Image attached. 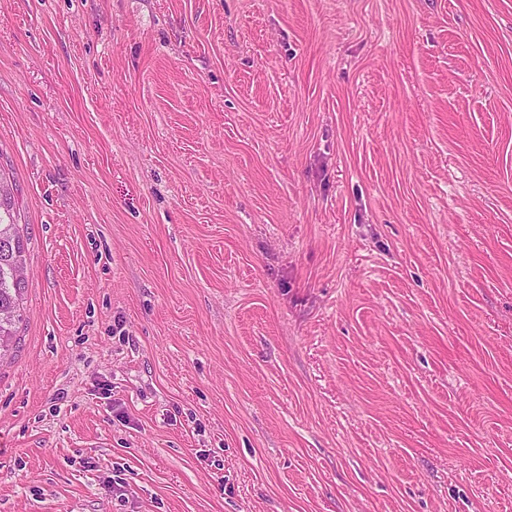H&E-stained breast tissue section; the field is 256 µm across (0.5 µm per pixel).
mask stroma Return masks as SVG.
I'll return each mask as SVG.
<instances>
[{"label":"stroma","mask_w":512,"mask_h":512,"mask_svg":"<svg viewBox=\"0 0 512 512\" xmlns=\"http://www.w3.org/2000/svg\"><path fill=\"white\" fill-rule=\"evenodd\" d=\"M0 171V512H512V0H0ZM0 184L7 187L0 192V311L16 313V317L5 325L0 323V350H3L4 356L17 340V324L22 320L21 294L27 282L14 281L7 274V266L13 262L25 265L26 249L23 229L17 222L14 210L13 185L3 172L0 173Z\"/></svg>","instance_id":"35a3bbf8"}]
</instances>
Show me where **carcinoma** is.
<instances>
[{
    "instance_id": "1",
    "label": "carcinoma",
    "mask_w": 512,
    "mask_h": 512,
    "mask_svg": "<svg viewBox=\"0 0 512 512\" xmlns=\"http://www.w3.org/2000/svg\"><path fill=\"white\" fill-rule=\"evenodd\" d=\"M0 184L6 190L0 192V311L16 313L8 323L0 324V350L8 352L17 340V324L21 321V294L27 287L25 281H15L7 274V266L25 263V238L17 222L12 182L0 173Z\"/></svg>"
}]
</instances>
